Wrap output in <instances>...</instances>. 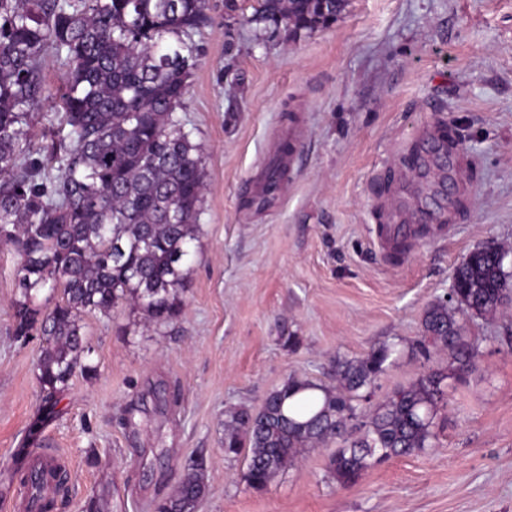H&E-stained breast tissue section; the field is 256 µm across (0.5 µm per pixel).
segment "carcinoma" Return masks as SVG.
Wrapping results in <instances>:
<instances>
[{"label":"carcinoma","instance_id":"1","mask_svg":"<svg viewBox=\"0 0 512 512\" xmlns=\"http://www.w3.org/2000/svg\"><path fill=\"white\" fill-rule=\"evenodd\" d=\"M345 5L258 0L251 21L313 32ZM208 9L209 0H0V243L18 254L14 333L38 330L44 338L38 378L49 405L76 371L93 370L85 313L107 315L126 303L157 325L181 314L204 169L178 112ZM48 55L64 68L59 139L33 148L25 127L48 98L41 74ZM508 255L494 242L470 251L453 273L456 310L432 306L422 336L407 344L415 356L448 352V367L374 403L376 380L395 353L382 343L336 358L334 386L291 377L257 412L229 411L224 452L245 456L248 485L266 488L330 442L338 448L329 467L342 485L431 447L445 381L469 373L479 356L456 314L483 316L512 302ZM206 491L205 465L195 461L155 512H195Z\"/></svg>","mask_w":512,"mask_h":512}]
</instances>
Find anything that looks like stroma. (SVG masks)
<instances>
[{"label":"stroma","instance_id":"35a3bbf8","mask_svg":"<svg viewBox=\"0 0 512 512\" xmlns=\"http://www.w3.org/2000/svg\"><path fill=\"white\" fill-rule=\"evenodd\" d=\"M238 4L228 22L210 0L195 36L181 117L205 189L178 321L124 303L86 314L95 371L45 407L43 338L14 334L17 256L0 245V512L41 448L69 472L56 512H154L193 460L206 467L197 512H512V305L462 317L478 363L449 387L434 447L345 486L320 448L260 491L243 456L224 452L229 410L258 409L291 377L331 384L337 357L420 336L466 254L489 241L512 251V0H347L328 28L300 35L256 27L257 0ZM42 71L50 98L28 127L38 145L62 82L54 58ZM438 126L468 163L464 203L394 264L375 241L383 186ZM290 131L301 157L281 200L248 207L254 173ZM447 363L401 353L374 398Z\"/></svg>","mask_w":512,"mask_h":512}]
</instances>
